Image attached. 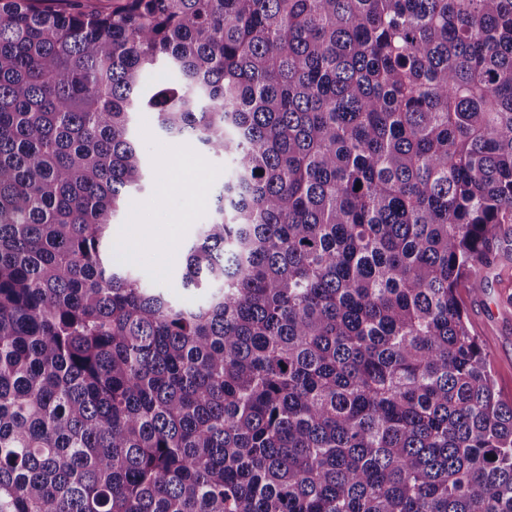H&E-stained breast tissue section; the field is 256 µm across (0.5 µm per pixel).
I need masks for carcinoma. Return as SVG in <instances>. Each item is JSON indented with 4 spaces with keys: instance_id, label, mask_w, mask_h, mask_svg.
Segmentation results:
<instances>
[{
    "instance_id": "cac0c4a2",
    "label": "carcinoma",
    "mask_w": 512,
    "mask_h": 512,
    "mask_svg": "<svg viewBox=\"0 0 512 512\" xmlns=\"http://www.w3.org/2000/svg\"><path fill=\"white\" fill-rule=\"evenodd\" d=\"M53 2L0 0V512H512L458 298L512 224V0ZM142 112L234 163L197 299L112 262Z\"/></svg>"
}]
</instances>
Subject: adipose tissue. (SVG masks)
<instances>
[{
    "label": "adipose tissue",
    "mask_w": 512,
    "mask_h": 512,
    "mask_svg": "<svg viewBox=\"0 0 512 512\" xmlns=\"http://www.w3.org/2000/svg\"><path fill=\"white\" fill-rule=\"evenodd\" d=\"M171 165L172 173L160 177V195L166 200H180L181 206L172 211L170 224H135L129 227L126 240L132 255H141L153 247L161 248L168 255L179 253L185 227L195 208L206 200L197 160L187 154H176L171 158Z\"/></svg>",
    "instance_id": "obj_1"
}]
</instances>
